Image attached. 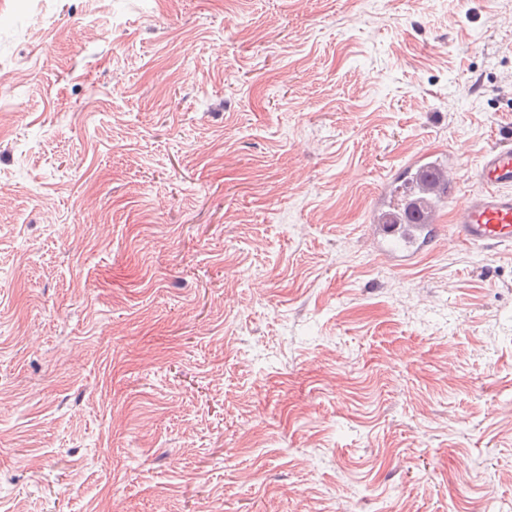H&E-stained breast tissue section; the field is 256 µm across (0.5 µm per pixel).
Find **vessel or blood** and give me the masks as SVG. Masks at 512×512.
<instances>
[{"instance_id":"b4317fda","label":"vessel or blood","mask_w":512,"mask_h":512,"mask_svg":"<svg viewBox=\"0 0 512 512\" xmlns=\"http://www.w3.org/2000/svg\"><path fill=\"white\" fill-rule=\"evenodd\" d=\"M467 171L479 191L460 190ZM487 250L512 244V145L486 150L477 163L452 149L422 152L407 162L392 198H379L370 227L373 252L398 267L432 247L442 234Z\"/></svg>"}]
</instances>
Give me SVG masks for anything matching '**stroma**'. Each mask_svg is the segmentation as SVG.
<instances>
[{
    "label": "stroma",
    "instance_id": "1",
    "mask_svg": "<svg viewBox=\"0 0 512 512\" xmlns=\"http://www.w3.org/2000/svg\"><path fill=\"white\" fill-rule=\"evenodd\" d=\"M512 143V0H0V512H512V246H367Z\"/></svg>",
    "mask_w": 512,
    "mask_h": 512
}]
</instances>
